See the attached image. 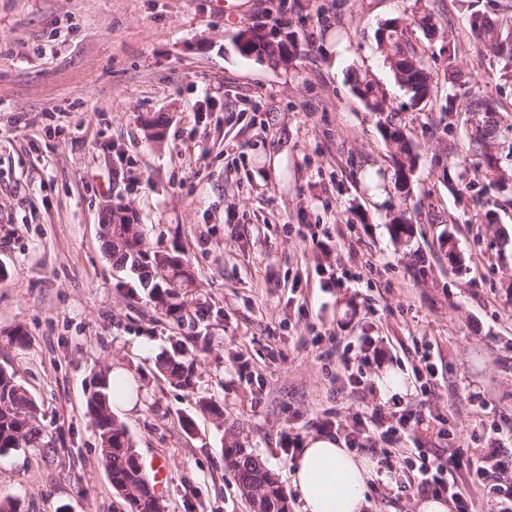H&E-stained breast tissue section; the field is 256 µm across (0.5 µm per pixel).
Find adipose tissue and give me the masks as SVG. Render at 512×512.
Here are the masks:
<instances>
[{
    "label": "adipose tissue",
    "mask_w": 512,
    "mask_h": 512,
    "mask_svg": "<svg viewBox=\"0 0 512 512\" xmlns=\"http://www.w3.org/2000/svg\"><path fill=\"white\" fill-rule=\"evenodd\" d=\"M373 463L330 436H312L293 463L290 479L302 512H362Z\"/></svg>",
    "instance_id": "ef3b65f1"
}]
</instances>
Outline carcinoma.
Masks as SVG:
<instances>
[{
    "label": "carcinoma",
    "instance_id": "1",
    "mask_svg": "<svg viewBox=\"0 0 512 512\" xmlns=\"http://www.w3.org/2000/svg\"><path fill=\"white\" fill-rule=\"evenodd\" d=\"M255 29L257 32L252 38L239 39L238 50L242 55L276 63L286 56L294 58L302 54L295 41L285 44L273 31L258 25ZM470 32L487 51L503 62V77L512 80V4L507 0H490V8L471 12ZM376 41L384 64L410 95L412 102L418 104L428 100L433 90L434 74L409 39L408 27L399 21H390L378 28ZM456 58V46L448 45V65L444 72L448 88L468 86L466 111H484V131L469 137V151L480 159L479 166L486 177L504 188L512 182V173L501 164L495 145L512 129V123H504L502 113L485 99L483 88L477 81L464 77ZM353 90L367 111L377 119L379 132L395 167L398 189L403 193L410 192L418 155L407 137L403 118L390 108L384 90L368 76H355ZM441 160L449 188L458 191L469 189L470 183L466 182L467 159L457 155L453 144H448V153L442 155ZM102 238L110 258L116 265L129 268L141 286L150 289L155 309L174 323L184 322L191 311L199 320L208 314V307L188 301V294L196 283L183 253L174 250L148 254L142 248V225L118 212L107 214L102 225ZM157 369L170 383L179 387L191 389L195 385L193 364L182 356L167 354L159 357ZM121 395V384L103 371L90 382L86 411L98 434L100 456L109 477L114 482L138 488L146 477L135 466L129 452L133 447L132 440L112 409V400ZM37 414L38 406L29 391L14 373L0 368V452L45 447L41 442V429L36 425ZM225 460L242 495L249 497L257 491L266 501V512H285L288 508L287 495L259 455L236 446L225 450Z\"/></svg>",
    "mask_w": 512,
    "mask_h": 512
}]
</instances>
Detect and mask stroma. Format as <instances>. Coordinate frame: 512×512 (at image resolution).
Masks as SVG:
<instances>
[{"label": "stroma", "mask_w": 512, "mask_h": 512, "mask_svg": "<svg viewBox=\"0 0 512 512\" xmlns=\"http://www.w3.org/2000/svg\"><path fill=\"white\" fill-rule=\"evenodd\" d=\"M425 10L436 35L411 24ZM393 18L410 22L434 75L417 106L376 47ZM257 23L301 56L273 68L240 55L238 34ZM452 43L512 118V81L457 0H0V367L36 400L49 443L0 455V499L17 512H131L86 413L106 369L139 384L116 415L140 463L169 468L164 512H250L224 456L237 442L300 512L284 434L309 438L324 419L347 431L376 408L423 422L375 465L366 512H416L394 477L418 446L488 456L512 476V192L475 166V195H459L436 162L450 142L468 152L469 113L441 111ZM357 73L407 120L419 156L410 195L352 91ZM479 195L496 199L493 223ZM118 206L143 226L144 250L183 251L206 321L173 325L113 264L100 226ZM402 211L413 224L398 240L389 220ZM17 328L26 347L8 340ZM363 336L377 352L361 351ZM422 340L434 346L425 393L412 374ZM163 353L193 360V389L158 373ZM345 353L365 386L342 376ZM388 369L405 376L400 398L380 395ZM203 396L223 406V427L200 411ZM436 419L445 436L429 429Z\"/></svg>", "instance_id": "35a3bbf8"}]
</instances>
